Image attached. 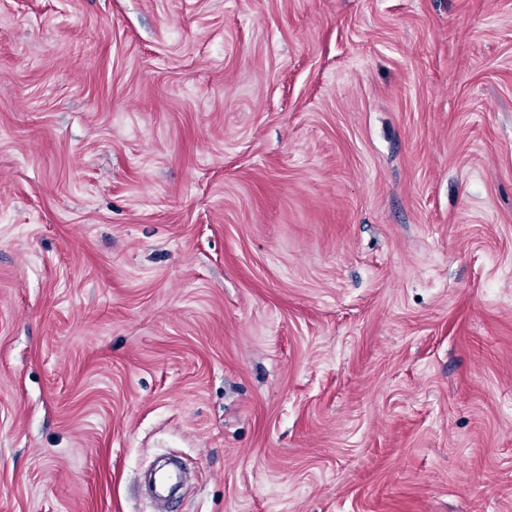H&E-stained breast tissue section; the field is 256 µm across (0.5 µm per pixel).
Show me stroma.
Segmentation results:
<instances>
[{
	"label": "stroma",
	"mask_w": 512,
	"mask_h": 512,
	"mask_svg": "<svg viewBox=\"0 0 512 512\" xmlns=\"http://www.w3.org/2000/svg\"><path fill=\"white\" fill-rule=\"evenodd\" d=\"M512 512V0H0V512Z\"/></svg>",
	"instance_id": "obj_1"
}]
</instances>
